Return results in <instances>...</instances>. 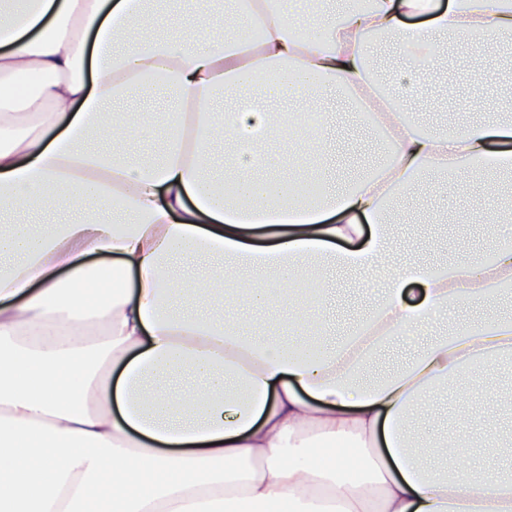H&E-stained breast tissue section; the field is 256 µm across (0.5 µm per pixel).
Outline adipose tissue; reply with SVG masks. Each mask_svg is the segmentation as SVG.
<instances>
[{
	"mask_svg": "<svg viewBox=\"0 0 512 512\" xmlns=\"http://www.w3.org/2000/svg\"><path fill=\"white\" fill-rule=\"evenodd\" d=\"M178 2L0 0V211L81 212L0 225V512H512V479L448 441L434 473L413 429L425 392L512 354L511 316L460 318L358 383L438 310L512 289L511 240L490 265L461 245L430 264L390 237L394 203L419 186L453 201L484 195L489 168L512 173L508 107L444 129L407 104L439 76L444 39L512 59V0H350L337 15L223 0L224 27L201 0L193 30ZM382 38L422 71L379 75ZM161 92L166 123L104 117ZM337 95L388 153L343 188L329 123L310 132L292 111ZM94 130L143 146L98 152ZM219 140L236 145L220 181ZM201 256L217 261L209 281L175 266ZM338 268L378 293L332 345L324 302L297 285Z\"/></svg>",
	"mask_w": 512,
	"mask_h": 512,
	"instance_id": "1",
	"label": "adipose tissue"
}]
</instances>
